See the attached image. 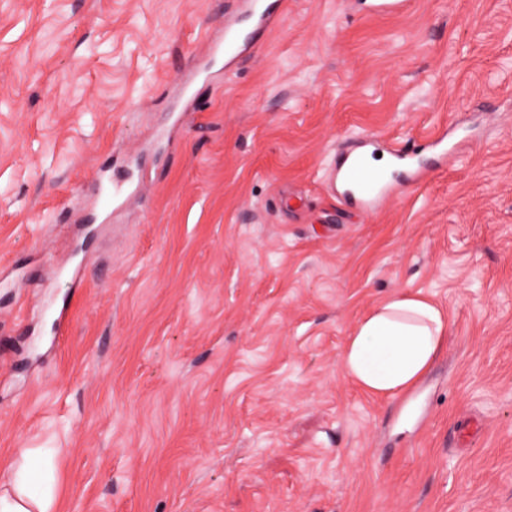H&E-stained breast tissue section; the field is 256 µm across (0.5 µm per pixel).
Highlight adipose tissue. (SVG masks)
I'll return each instance as SVG.
<instances>
[{
  "mask_svg": "<svg viewBox=\"0 0 512 512\" xmlns=\"http://www.w3.org/2000/svg\"><path fill=\"white\" fill-rule=\"evenodd\" d=\"M448 316L420 293L385 298L348 336L341 363L361 390L395 398L412 389L446 347ZM58 481L49 448L0 459V512H56Z\"/></svg>",
  "mask_w": 512,
  "mask_h": 512,
  "instance_id": "ef3b65f1",
  "label": "adipose tissue"
}]
</instances>
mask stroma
<instances>
[{
    "instance_id": "stroma-1",
    "label": "stroma",
    "mask_w": 512,
    "mask_h": 512,
    "mask_svg": "<svg viewBox=\"0 0 512 512\" xmlns=\"http://www.w3.org/2000/svg\"><path fill=\"white\" fill-rule=\"evenodd\" d=\"M225 6L0 0V457L55 449L57 512H512V0H288L188 79ZM443 125L422 184L330 190ZM403 290L448 350L373 397L341 354ZM362 148L342 154L333 163L332 187L346 200L354 202L367 213L374 205L393 191L392 171L372 170Z\"/></svg>"
}]
</instances>
